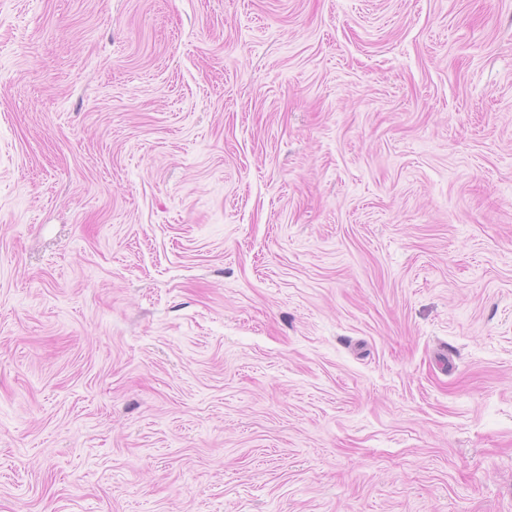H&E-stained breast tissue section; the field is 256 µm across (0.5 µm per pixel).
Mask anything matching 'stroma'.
I'll use <instances>...</instances> for the list:
<instances>
[{"instance_id": "obj_1", "label": "stroma", "mask_w": 512, "mask_h": 512, "mask_svg": "<svg viewBox=\"0 0 512 512\" xmlns=\"http://www.w3.org/2000/svg\"><path fill=\"white\" fill-rule=\"evenodd\" d=\"M0 512H512V0H0Z\"/></svg>"}]
</instances>
